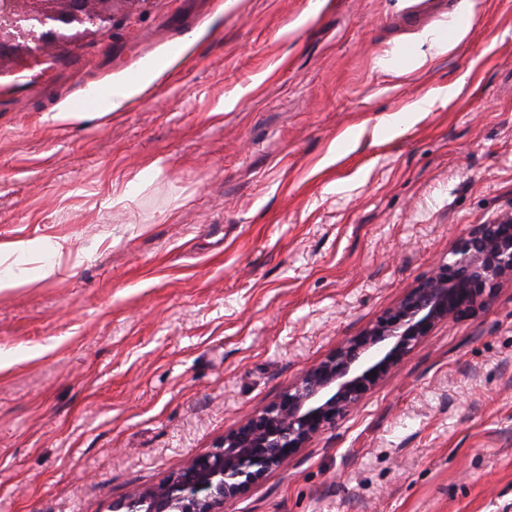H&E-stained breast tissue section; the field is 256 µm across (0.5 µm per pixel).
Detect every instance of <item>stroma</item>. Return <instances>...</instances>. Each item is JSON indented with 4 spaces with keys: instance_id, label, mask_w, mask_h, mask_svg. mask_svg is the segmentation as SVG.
Returning a JSON list of instances; mask_svg holds the SVG:
<instances>
[{
    "instance_id": "1",
    "label": "stroma",
    "mask_w": 512,
    "mask_h": 512,
    "mask_svg": "<svg viewBox=\"0 0 512 512\" xmlns=\"http://www.w3.org/2000/svg\"><path fill=\"white\" fill-rule=\"evenodd\" d=\"M508 210L512 0H132L0 62V512H113ZM224 512H512V281ZM134 92L135 88L132 82L122 81L113 83L110 89L109 98L100 102L99 108L106 111H117L127 103Z\"/></svg>"
}]
</instances>
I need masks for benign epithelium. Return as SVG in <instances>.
<instances>
[{"instance_id": "1", "label": "benign epithelium", "mask_w": 512, "mask_h": 512, "mask_svg": "<svg viewBox=\"0 0 512 512\" xmlns=\"http://www.w3.org/2000/svg\"><path fill=\"white\" fill-rule=\"evenodd\" d=\"M124 0H81L74 19L107 32ZM67 0H0V44L33 43L49 53L74 36L54 30ZM512 280V212L458 237L448 261L410 288L360 335L302 376L272 404L224 436L219 448L193 459L157 486L132 493L125 512H224V505L284 467L326 427L353 409L438 324L475 314L499 285Z\"/></svg>"}]
</instances>
